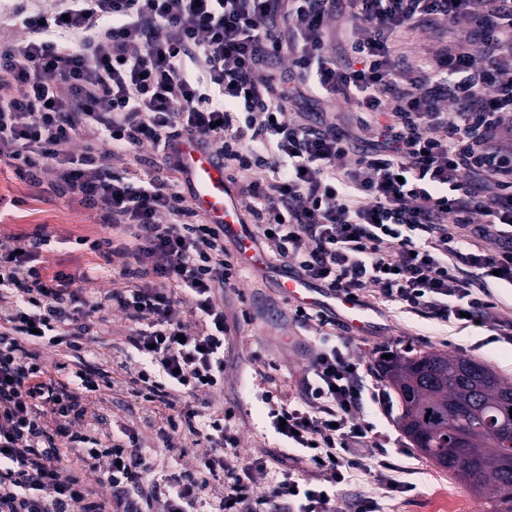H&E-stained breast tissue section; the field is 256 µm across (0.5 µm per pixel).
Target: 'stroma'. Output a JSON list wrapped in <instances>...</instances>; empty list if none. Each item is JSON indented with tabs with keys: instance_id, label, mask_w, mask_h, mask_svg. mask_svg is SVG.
Wrapping results in <instances>:
<instances>
[{
	"instance_id": "obj_1",
	"label": "stroma",
	"mask_w": 512,
	"mask_h": 512,
	"mask_svg": "<svg viewBox=\"0 0 512 512\" xmlns=\"http://www.w3.org/2000/svg\"><path fill=\"white\" fill-rule=\"evenodd\" d=\"M44 225L57 238L93 236L103 232L95 212L78 203L37 195L0 163V235L30 232ZM238 289L227 290L224 312L239 331L224 365V403L235 406L244 458L265 456L271 470L294 467L290 452L265 427L260 396L264 392L297 399L302 394L308 361L316 346L310 333L301 332L275 287L270 269H244ZM367 304L375 311L368 335L355 337L352 353L362 360L371 383L384 389V405L367 404L363 415L389 450L388 460L411 483L409 492L384 500L386 512H437L439 505L455 501L460 512H489L488 500L477 497L469 486L438 470L413 448L399 426L402 405L392 390L383 386L382 369L373 350L384 344L394 353L444 350L491 366L512 379V342L490 329L463 328L423 318L400 309L378 296ZM301 335L304 343L290 346L289 335Z\"/></svg>"
}]
</instances>
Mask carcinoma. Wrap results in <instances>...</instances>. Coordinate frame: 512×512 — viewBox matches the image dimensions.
Segmentation results:
<instances>
[{
	"label": "carcinoma",
	"mask_w": 512,
	"mask_h": 512,
	"mask_svg": "<svg viewBox=\"0 0 512 512\" xmlns=\"http://www.w3.org/2000/svg\"><path fill=\"white\" fill-rule=\"evenodd\" d=\"M384 377L398 395L404 433L438 468L512 512V469L500 463L512 444V381L493 368L446 352L396 355Z\"/></svg>",
	"instance_id": "cac0c4a2"
}]
</instances>
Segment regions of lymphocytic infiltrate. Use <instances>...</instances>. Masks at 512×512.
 <instances>
[{
	"mask_svg": "<svg viewBox=\"0 0 512 512\" xmlns=\"http://www.w3.org/2000/svg\"><path fill=\"white\" fill-rule=\"evenodd\" d=\"M10 13L24 25L0 26V162L107 233L72 239L99 259L72 273L48 268L46 228L0 237V512H339L358 473L407 491L373 469L385 451L361 413L381 394L320 312L293 311L320 342L303 401L262 397L314 480L241 457L218 397L224 291L242 273L223 226L171 183L172 147L194 137L223 160L261 246L308 280L512 340L495 295L512 287V0H12ZM461 23L453 46L395 48L405 30ZM146 146L166 175L121 167ZM117 320L127 332L102 351ZM116 371L158 448L106 416Z\"/></svg>",
	"mask_w": 512,
	"mask_h": 512,
	"instance_id": "lymphocytic-infiltrate-1",
	"label": "lymphocytic infiltrate"
}]
</instances>
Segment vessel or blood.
<instances>
[{"label":"vessel or blood","mask_w":512,"mask_h":512,"mask_svg":"<svg viewBox=\"0 0 512 512\" xmlns=\"http://www.w3.org/2000/svg\"><path fill=\"white\" fill-rule=\"evenodd\" d=\"M178 156L180 177L189 191L191 204L208 223L223 225L224 238L241 262L255 268L273 266L237 205L223 162L193 139L179 143ZM275 282L289 306L330 312L339 317L350 335H366L372 327L373 311L361 299L318 287L299 273L282 267L277 269Z\"/></svg>","instance_id":"vessel-or-blood-1"}]
</instances>
